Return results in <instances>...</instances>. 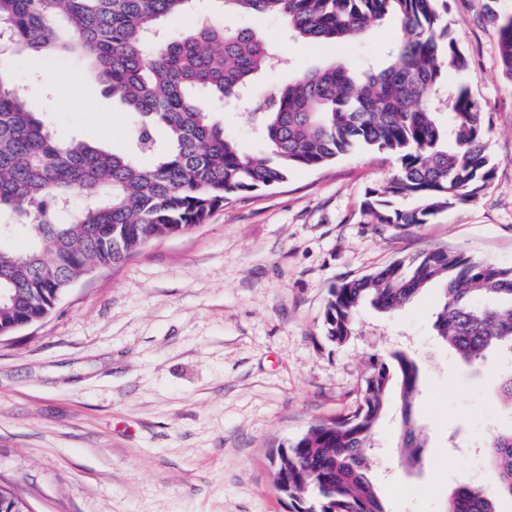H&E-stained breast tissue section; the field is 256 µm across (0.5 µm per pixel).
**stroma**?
I'll list each match as a JSON object with an SVG mask.
<instances>
[{"label": "stroma", "mask_w": 512, "mask_h": 512, "mask_svg": "<svg viewBox=\"0 0 512 512\" xmlns=\"http://www.w3.org/2000/svg\"><path fill=\"white\" fill-rule=\"evenodd\" d=\"M488 0H448L469 60L460 82L485 107L492 181L472 200L405 231L369 224L366 190L393 160L358 150L286 183L226 202L189 232L156 239L118 267L82 277L42 321L0 338V486L34 512H291L269 457L311 424L351 414L375 361L407 349L422 364L415 415L427 445L399 461L400 403L377 432L372 472L387 512H445L459 477L487 488L496 475L481 444L512 425L490 381L508 364L475 368L433 335L437 288L403 310L364 309L337 345L324 332L331 286L432 247L512 267V82L500 70ZM206 19L249 28L281 63L267 91L330 60H382L397 28L361 42H294L276 18L230 14L195 0L167 19L179 34ZM27 104L56 136L128 145L132 117L74 60L12 59ZM61 75L66 91L45 73Z\"/></svg>", "instance_id": "stroma-1"}]
</instances>
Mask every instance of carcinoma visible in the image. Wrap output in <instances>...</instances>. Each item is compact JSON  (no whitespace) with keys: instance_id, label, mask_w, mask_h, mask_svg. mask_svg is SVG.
<instances>
[{"instance_id":"1","label":"carcinoma","mask_w":512,"mask_h":512,"mask_svg":"<svg viewBox=\"0 0 512 512\" xmlns=\"http://www.w3.org/2000/svg\"><path fill=\"white\" fill-rule=\"evenodd\" d=\"M193 2L0 0V31L15 54L83 60L134 117L125 152L59 139L29 110L11 56H0V289L16 295L0 302L1 331L45 318L64 285L91 268L121 265L151 240L204 223L234 197L355 149L396 162L395 174L366 192L361 215L371 224H425L492 179L483 105L448 78L469 67L448 25V0H215L284 20L295 41L360 40L386 20L399 28L383 66L334 60L253 102L259 155L243 153L209 109L244 102L273 63V47L248 29L205 21L167 34L162 20L190 13ZM487 20L497 29L502 75L512 81V12L489 6ZM79 193L86 201L76 207ZM19 236L28 241L22 251L13 245ZM433 283L443 285L433 324L442 344L469 364L491 351L512 359V267L436 247L332 287L326 336L342 344L355 334L364 304L397 311ZM493 382L512 410V370ZM420 385L414 356L396 350L374 365L352 414L321 420L276 450V487L295 512H385L369 452L397 387L401 463L419 461L425 441L413 409ZM485 460L496 486L457 483L446 512H499L498 500H512V428L492 435Z\"/></svg>"}]
</instances>
